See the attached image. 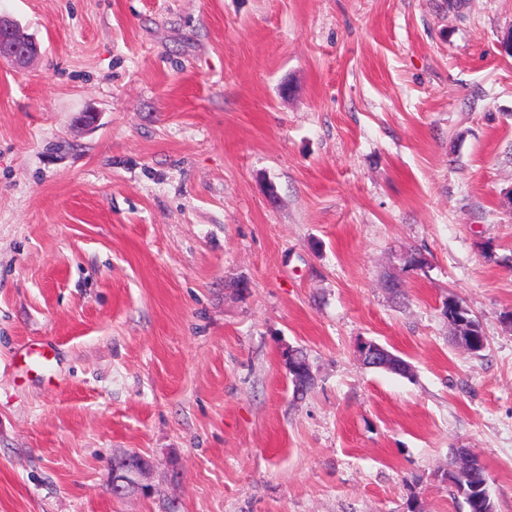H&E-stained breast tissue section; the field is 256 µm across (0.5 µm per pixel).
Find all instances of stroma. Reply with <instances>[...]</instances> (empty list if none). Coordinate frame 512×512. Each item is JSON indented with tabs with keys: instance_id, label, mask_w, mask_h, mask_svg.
<instances>
[{
	"instance_id": "1",
	"label": "stroma",
	"mask_w": 512,
	"mask_h": 512,
	"mask_svg": "<svg viewBox=\"0 0 512 512\" xmlns=\"http://www.w3.org/2000/svg\"><path fill=\"white\" fill-rule=\"evenodd\" d=\"M0 13V512H468L461 448L512 512V0ZM40 53V44L27 35L13 18L0 14V62L8 60L19 67ZM446 317L448 318V324L453 330L460 332L463 329L475 331L481 329L480 323L471 316L470 311L463 305H453L451 309H447ZM358 357L369 368H385L410 376L411 366L386 347L374 341H362L358 346ZM122 470L112 475V493L119 497L128 491H144L148 487L142 480L148 475L150 468L136 453L127 455L122 460Z\"/></svg>"
}]
</instances>
